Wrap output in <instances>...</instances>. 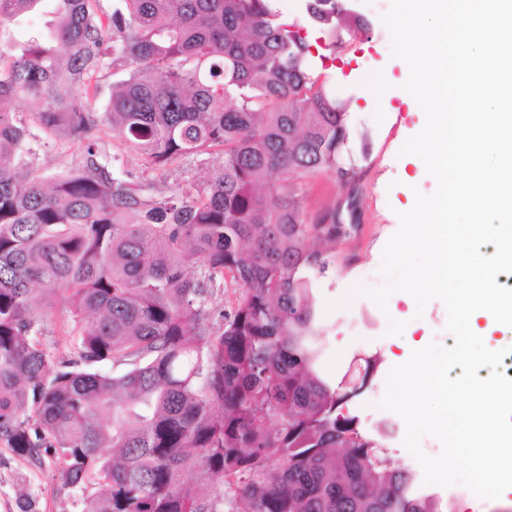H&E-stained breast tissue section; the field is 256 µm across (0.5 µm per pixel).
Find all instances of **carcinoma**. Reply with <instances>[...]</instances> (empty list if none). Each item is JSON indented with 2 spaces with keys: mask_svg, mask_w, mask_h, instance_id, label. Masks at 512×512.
<instances>
[{
  "mask_svg": "<svg viewBox=\"0 0 512 512\" xmlns=\"http://www.w3.org/2000/svg\"><path fill=\"white\" fill-rule=\"evenodd\" d=\"M271 2L0 0V444L50 456L82 512H455L344 412L379 358L337 383L320 373L303 272L325 273L352 225L334 210L305 223L292 181L348 174L346 112ZM306 8L331 35L364 25L342 0ZM43 14L44 28L3 40ZM104 69L110 157L83 100ZM61 86L79 94L64 102ZM61 130L84 142L82 164L38 173ZM217 150L205 181L165 192L124 161L134 151L159 171ZM218 280L237 296L216 312ZM59 299L66 358L36 336Z\"/></svg>",
  "mask_w": 512,
  "mask_h": 512,
  "instance_id": "carcinoma-1",
  "label": "carcinoma"
}]
</instances>
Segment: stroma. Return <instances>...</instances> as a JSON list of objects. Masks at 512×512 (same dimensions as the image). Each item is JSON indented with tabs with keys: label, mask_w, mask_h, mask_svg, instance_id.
I'll list each match as a JSON object with an SVG mask.
<instances>
[{
	"label": "stroma",
	"mask_w": 512,
	"mask_h": 512,
	"mask_svg": "<svg viewBox=\"0 0 512 512\" xmlns=\"http://www.w3.org/2000/svg\"><path fill=\"white\" fill-rule=\"evenodd\" d=\"M345 4L366 21V28L342 27L331 35L309 17L306 0H276L281 19L309 46L314 80L328 85L347 106L348 140L341 161L352 177L350 186H342L332 172L313 173L296 182L310 224L344 202L349 191L357 193V227L337 241L328 272L315 279L325 327L321 369L338 379L347 371L362 370L364 357L380 356L370 384L348 408L362 432L386 448L395 466L418 474L422 468L403 444V419L377 403L385 394L389 371L410 354L412 341L453 346L446 330V309L434 300L424 312H417L415 302L404 301L399 292L390 296L386 313L365 297L346 307L341 301L355 284H381L382 252L399 228V213L413 207L416 193L432 194L436 181L400 153L405 142L422 131L426 117L403 88L409 76L407 63L391 52L390 32L382 21L390 0H345ZM82 158L81 143L60 135L54 144L39 150L36 163L39 168L60 171L77 167ZM392 319L405 322L402 335L388 334L387 323ZM69 330L68 307L57 304L44 319L41 337L52 355L71 354ZM54 472L51 461L36 466L0 446V512H20L21 501L28 496L34 500V512H79V495L62 490ZM429 490L441 502H453L456 512H512V492L478 505L473 493L458 484H433Z\"/></svg>",
	"instance_id": "1"
}]
</instances>
